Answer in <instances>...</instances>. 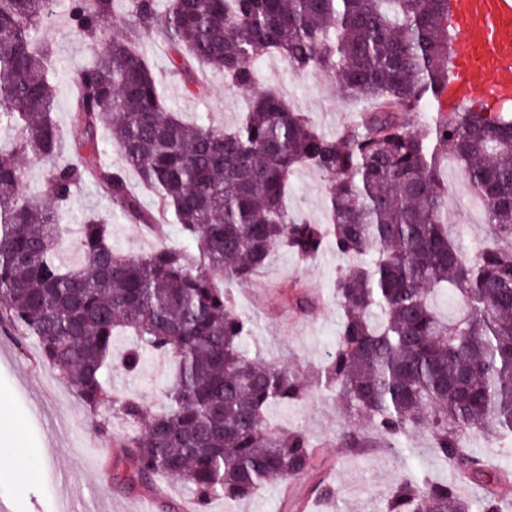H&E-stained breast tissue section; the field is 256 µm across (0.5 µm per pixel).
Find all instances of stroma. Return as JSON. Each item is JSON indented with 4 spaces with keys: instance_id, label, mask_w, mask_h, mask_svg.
<instances>
[{
    "instance_id": "stroma-1",
    "label": "stroma",
    "mask_w": 512,
    "mask_h": 512,
    "mask_svg": "<svg viewBox=\"0 0 512 512\" xmlns=\"http://www.w3.org/2000/svg\"><path fill=\"white\" fill-rule=\"evenodd\" d=\"M69 0H53L51 13L40 31L54 50L58 65L56 117L67 125L71 91L78 70L94 54L68 19ZM154 74L168 106L193 123L204 121L227 129L236 127L246 110L249 95L225 82L222 74L198 70L196 79L205 89L193 94L185 76L174 71L170 53L159 36L144 44ZM257 89H276L296 111L304 113L325 134L333 136L355 115L356 105L344 97L334 79L321 71L298 72L276 54L255 62ZM440 176L448 187V233L457 238L465 255H473L489 238L481 208L470 200L458 170L443 164ZM327 181L316 171L300 167L291 174L286 196L288 211L314 224L327 220ZM112 204L98 187L79 189L70 205L72 221L86 214L111 216L112 246L127 255L152 251L157 240L142 225L112 217ZM351 259L333 248L310 261L275 251L266 267L249 286H232L234 301L253 320L247 350H262L302 369L316 368L336 344L341 312L329 291L336 273L351 266ZM298 284L316 301L300 313L285 301L287 288ZM172 375L168 357L149 355L139 374L116 378L118 391L143 398L148 409H157ZM0 408L12 427L11 446L0 453V512H56L61 496H68L71 512L96 506L99 512H132L144 499L152 500L154 512H180L189 502L187 489L166 478L156 488L131 482V465L114 440L128 426L112 424L113 442L93 432L95 417L74 391L41 359L33 341L19 340L14 331L0 327ZM272 423L302 430L314 447V465L288 485L271 483L251 498L211 501L208 512H302L316 504L318 512H384L385 505L405 470L440 482H455L450 465L440 460L428 435L413 432L390 448L370 435L365 448H340L337 435L350 424L348 412L336 405L332 392H317L288 407L268 411ZM473 452L502 458L509 468L497 486L503 497L500 512H512V439L476 432L467 441ZM331 486L329 500L317 499L315 485Z\"/></svg>"
}]
</instances>
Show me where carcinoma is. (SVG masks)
I'll list each match as a JSON object with an SVG mask.
<instances>
[{"label":"carcinoma","instance_id":"1","mask_svg":"<svg viewBox=\"0 0 512 512\" xmlns=\"http://www.w3.org/2000/svg\"><path fill=\"white\" fill-rule=\"evenodd\" d=\"M50 0H0V323L21 331L79 396L133 431L119 441L134 477L184 484L200 512L209 502L250 498L267 482L308 471L313 448L300 430L274 428L267 412L336 389L357 425L338 448H361L367 432L395 447L429 434L437 457L484 490L503 467L471 454L464 436L512 437V251L496 244L462 257L448 238L443 159L458 165L492 237L512 240V112L440 98L450 80L448 0H74L71 21L94 60L77 76L70 137L60 157L55 56L39 36ZM134 24L102 40L122 11ZM161 34L174 67H206L238 89L256 84L254 61L274 52L298 72L322 70L370 108L330 137L273 92L250 97L230 131L189 126L167 105L142 45ZM428 114L421 129L409 124ZM106 128L123 163L99 149ZM44 164L41 198L23 193L21 158ZM310 166L329 184L327 221L311 224L284 206L288 177ZM151 188L180 238L146 211L127 170ZM114 213L150 228L160 245L130 256L112 248L111 227L79 224L83 263H56L64 209L86 183ZM354 261L331 281L342 312L336 346L311 373L249 354L251 319L224 283L251 284L275 249L310 260L326 247ZM445 293L461 311L442 315ZM300 312L312 298L292 289ZM118 330L135 345L118 359ZM163 353L176 364L163 409L112 389V373L136 371ZM387 512H467L456 487L404 474Z\"/></svg>","mask_w":512,"mask_h":512}]
</instances>
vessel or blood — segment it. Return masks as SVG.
I'll return each instance as SVG.
<instances>
[{"label": "vessel or blood", "mask_w": 512, "mask_h": 512, "mask_svg": "<svg viewBox=\"0 0 512 512\" xmlns=\"http://www.w3.org/2000/svg\"><path fill=\"white\" fill-rule=\"evenodd\" d=\"M453 22L459 37L444 108L479 92L495 102L511 101L512 0H453Z\"/></svg>", "instance_id": "obj_1"}]
</instances>
